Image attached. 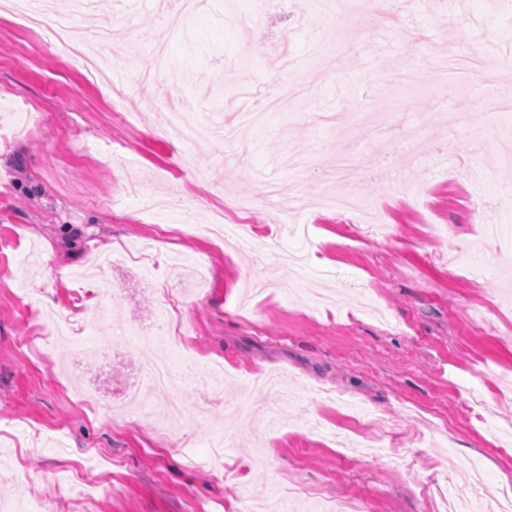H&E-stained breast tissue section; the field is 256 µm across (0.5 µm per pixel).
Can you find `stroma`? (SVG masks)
Segmentation results:
<instances>
[{"label": "stroma", "mask_w": 512, "mask_h": 512, "mask_svg": "<svg viewBox=\"0 0 512 512\" xmlns=\"http://www.w3.org/2000/svg\"><path fill=\"white\" fill-rule=\"evenodd\" d=\"M173 2L51 0L74 26L111 23L120 100L0 15V512H237L247 496L263 512L275 493L291 512H434L435 487L512 492V161L496 148L512 117L493 102L512 88V0H423L368 28L369 0H207L172 30ZM158 41L183 71L167 99L141 78ZM285 81L299 94L235 155L156 135L182 107L235 122ZM351 150L388 235L319 205ZM219 210L276 250L197 231ZM158 320L175 365L223 364L208 416L200 383L173 423L124 407L152 347L73 366L71 349ZM344 437L387 455L345 461Z\"/></svg>", "instance_id": "stroma-1"}]
</instances>
